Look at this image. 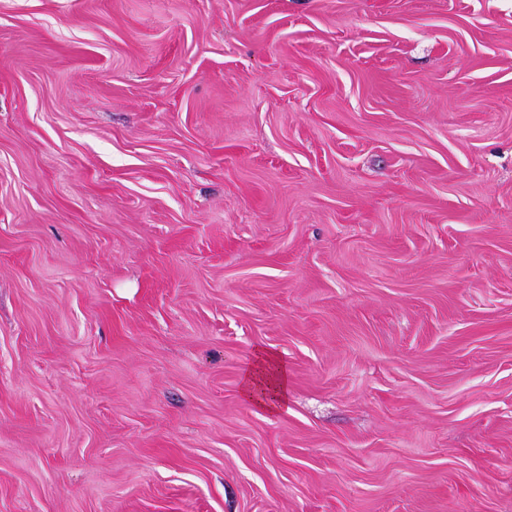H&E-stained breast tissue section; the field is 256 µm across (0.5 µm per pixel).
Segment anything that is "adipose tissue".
I'll return each instance as SVG.
<instances>
[{"label": "adipose tissue", "mask_w": 512, "mask_h": 512, "mask_svg": "<svg viewBox=\"0 0 512 512\" xmlns=\"http://www.w3.org/2000/svg\"><path fill=\"white\" fill-rule=\"evenodd\" d=\"M287 388L288 371L281 358L267 349H257L243 375V397L274 411L284 404Z\"/></svg>", "instance_id": "1"}]
</instances>
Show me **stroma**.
<instances>
[{"label": "stroma", "instance_id": "obj_1", "mask_svg": "<svg viewBox=\"0 0 512 512\" xmlns=\"http://www.w3.org/2000/svg\"><path fill=\"white\" fill-rule=\"evenodd\" d=\"M0 512H512V0H0ZM287 388L288 371L281 358L267 349H257L243 375V397L274 411L285 403Z\"/></svg>", "mask_w": 512, "mask_h": 512}]
</instances>
